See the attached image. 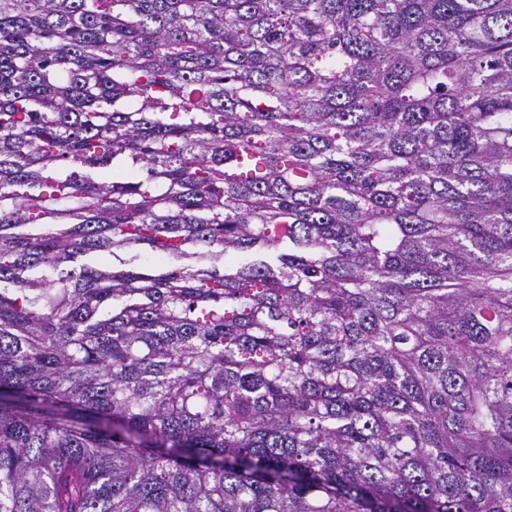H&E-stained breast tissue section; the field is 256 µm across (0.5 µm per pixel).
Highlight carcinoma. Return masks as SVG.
Listing matches in <instances>:
<instances>
[{
    "mask_svg": "<svg viewBox=\"0 0 512 512\" xmlns=\"http://www.w3.org/2000/svg\"><path fill=\"white\" fill-rule=\"evenodd\" d=\"M0 512H512V0H0Z\"/></svg>",
    "mask_w": 512,
    "mask_h": 512,
    "instance_id": "1",
    "label": "carcinoma"
}]
</instances>
